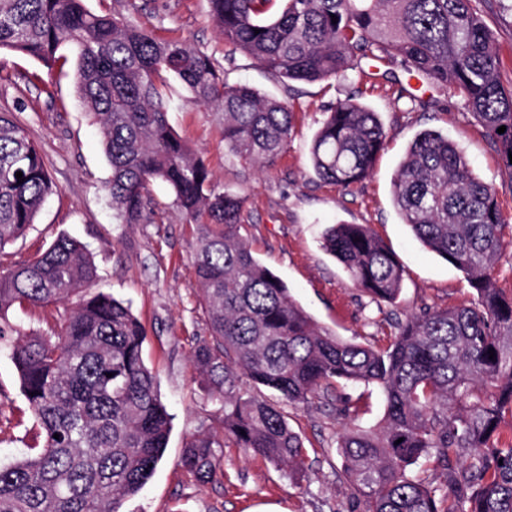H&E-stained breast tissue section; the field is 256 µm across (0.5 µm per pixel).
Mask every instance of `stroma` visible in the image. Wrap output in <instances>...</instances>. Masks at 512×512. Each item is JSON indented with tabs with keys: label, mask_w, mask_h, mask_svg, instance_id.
Returning a JSON list of instances; mask_svg holds the SVG:
<instances>
[{
	"label": "stroma",
	"mask_w": 512,
	"mask_h": 512,
	"mask_svg": "<svg viewBox=\"0 0 512 512\" xmlns=\"http://www.w3.org/2000/svg\"><path fill=\"white\" fill-rule=\"evenodd\" d=\"M85 5L95 12L122 13L157 38L188 42L226 71L230 83L290 104L294 118L288 149L268 169L234 157L224 146L220 111L190 103L189 92L175 80L168 118L199 152L219 188L242 199L240 235L254 255L336 336L384 347L393 339L395 322L406 315L467 304L476 297L464 274L423 246L393 205L391 182L397 167L416 134L427 129L454 140L473 173L496 188L508 226L494 275L499 288L512 292V180L495 146L453 90L431 89L430 105L419 107L405 97L420 84L419 76L363 61L361 100L377 113L388 137L371 176L341 190L316 176L309 147L326 109L345 96L348 84L287 86L243 55L226 60L209 0H85ZM482 15L502 80L510 84L512 15L502 11L499 0H488ZM1 112L12 113L40 147L56 187L26 235L8 246L9 262L42 252L58 236L75 238L92 253L101 288L129 304L148 331L143 355L173 417L172 430L161 463L127 503V512H357L338 441L349 425L370 428L383 418L385 399L372 385L342 384L306 406L281 403L307 450L306 470L298 478L230 442L217 451L221 467L214 480L199 482L184 469L182 452L192 434L224 433V404L210 393L192 362L195 346L210 334L191 263L190 226L159 181L148 187L160 204L155 222L115 223L105 191L110 166L99 131L76 92L74 60L49 69L27 55L0 52ZM339 223L371 225L395 254L404 270L395 302L373 301L352 287L342 265L325 251L322 234ZM345 401L356 408L355 419L341 414ZM40 443L10 351L0 347V464L29 455Z\"/></svg>",
	"instance_id": "obj_1"
}]
</instances>
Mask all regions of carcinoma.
<instances>
[{
    "label": "carcinoma",
    "mask_w": 512,
    "mask_h": 512,
    "mask_svg": "<svg viewBox=\"0 0 512 512\" xmlns=\"http://www.w3.org/2000/svg\"><path fill=\"white\" fill-rule=\"evenodd\" d=\"M209 2L227 57L241 53L283 83L345 78L358 59L373 57L454 89L512 180V86L502 82L482 19L485 0H278L271 16L273 0ZM65 44L76 55L78 94L111 167L106 190L117 223L157 214L148 185L159 180L194 226L192 261L210 340L196 347L193 364L224 401V437L301 470L300 436L275 403L241 390L240 378L295 405L342 383L372 384L385 396L382 420L349 427L339 442L362 512H512V436L503 435L504 424L512 427V294L494 277L505 219L496 188L474 176L457 145L435 131L418 134L392 199L422 244L466 276L477 302L409 316L385 348L348 343L315 321L240 237L242 200L215 186L203 159L169 124L166 77L179 80L194 103L220 109L225 145L262 168L288 147L290 106L229 84L187 43L160 40L120 13H95L85 0H0V51L50 68ZM386 138L377 113L351 93L318 128L312 168L341 189L362 183ZM53 190L39 146L0 113V254L24 236ZM323 248L371 298L399 296L403 270L370 225L333 224ZM98 279L90 252L67 236L0 270V343L10 349L42 434L35 453L0 466V512H124L163 458L171 417L142 356L146 327ZM74 297L58 333H27L8 319L17 305ZM222 447L198 432L182 464L209 482ZM421 461L443 478V495L410 475Z\"/></svg>",
    "instance_id": "carcinoma-1"
}]
</instances>
